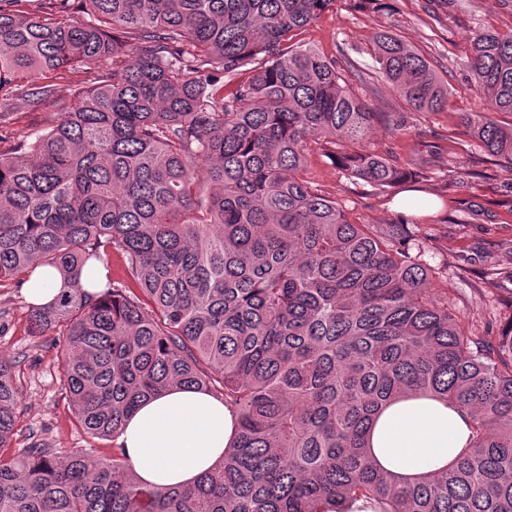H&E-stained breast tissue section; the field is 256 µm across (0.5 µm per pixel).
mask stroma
<instances>
[{"mask_svg":"<svg viewBox=\"0 0 512 512\" xmlns=\"http://www.w3.org/2000/svg\"><path fill=\"white\" fill-rule=\"evenodd\" d=\"M391 5V12L369 14L337 0L300 39L335 59L339 72L358 70L349 85L374 111L405 114L403 130L392 135L375 130L369 146L402 161H425L419 188L433 206L410 215V235L439 271L437 295L447 296L475 335L496 336L512 322V171L487 160L457 115L484 106L467 67L475 31H512V7L502 0H391ZM387 29L433 63L449 90L444 109L409 110L383 87L369 50L372 36ZM53 83V98L35 112L0 98L1 154L53 126L58 103L73 102L88 85L86 74L70 72ZM304 176L336 199L353 223L382 226L399 218L392 208L394 189L349 178L319 150H311ZM27 310L22 292L0 288V356L14 361L23 394L14 447L38 440L52 448L110 455L112 441L90 438L76 424L62 388L58 349L51 337L28 335Z\"/></svg>","mask_w":512,"mask_h":512,"instance_id":"obj_1","label":"stroma"}]
</instances>
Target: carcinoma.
Instances as JSON below:
<instances>
[{"label": "carcinoma", "instance_id": "carcinoma-1", "mask_svg": "<svg viewBox=\"0 0 512 512\" xmlns=\"http://www.w3.org/2000/svg\"><path fill=\"white\" fill-rule=\"evenodd\" d=\"M0 0V90L31 110L47 76L106 60L59 120L0 155V287L38 266L70 288L29 306L32 337L58 333L61 380L84 431L115 438L172 386L223 397L238 416L224 460L187 488H148L123 448L97 457L34 442L10 451L22 393L0 357V512H512V327L476 336L433 288L408 225L348 221L301 176L311 145L379 189L422 166L371 151L380 114L336 63L293 42L336 0ZM383 13L388 0H349ZM137 44L126 50L121 35ZM384 84L418 112L448 86L400 35L372 39ZM481 112L459 122L512 170V31L472 40ZM121 252L142 296L81 281ZM408 393L468 419L456 462L423 480L374 466L367 430Z\"/></svg>", "mask_w": 512, "mask_h": 512}]
</instances>
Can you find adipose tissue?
I'll return each instance as SVG.
<instances>
[{
	"mask_svg": "<svg viewBox=\"0 0 512 512\" xmlns=\"http://www.w3.org/2000/svg\"><path fill=\"white\" fill-rule=\"evenodd\" d=\"M236 432L237 417L222 400L174 387L142 402L117 441L145 486L188 487L223 459ZM468 437L466 417L431 397L412 394L374 418L368 452L378 466L417 479L452 464Z\"/></svg>",
	"mask_w": 512,
	"mask_h": 512,
	"instance_id": "obj_1",
	"label": "adipose tissue"
}]
</instances>
